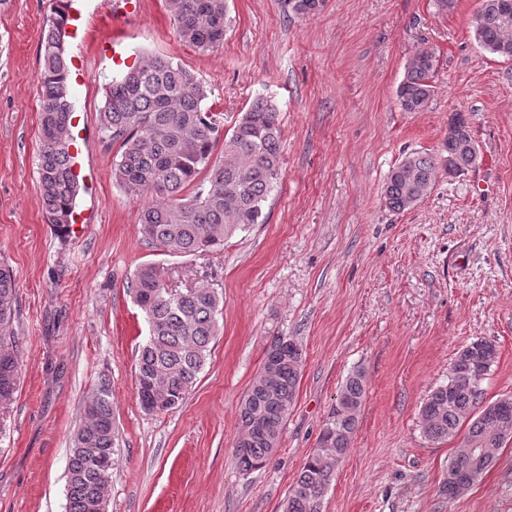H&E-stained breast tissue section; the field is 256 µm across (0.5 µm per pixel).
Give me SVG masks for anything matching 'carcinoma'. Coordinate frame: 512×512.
<instances>
[{
    "label": "carcinoma",
    "mask_w": 512,
    "mask_h": 512,
    "mask_svg": "<svg viewBox=\"0 0 512 512\" xmlns=\"http://www.w3.org/2000/svg\"><path fill=\"white\" fill-rule=\"evenodd\" d=\"M42 31L40 71V193L47 223L61 237L73 221L77 176L70 153L72 104L65 57L67 0H55ZM299 14H315L324 0H288ZM179 38L197 48L223 44L229 25L227 0H166ZM475 38L488 52L512 59V0H481L473 19ZM436 60L422 50L408 62L397 88L404 112L428 107L434 92ZM202 81L165 56H151L113 78L99 112L100 129L119 144L112 175L115 180L151 196L140 211L144 240L166 254L195 255L224 246V240L254 224H264L265 204L282 179V133L278 109L258 98L224 131V113L203 105ZM473 140L463 113L448 126L443 151L464 167L472 165ZM403 161L409 173L392 170L384 202L403 212L433 189L437 162L420 152ZM149 327L138 348L137 393L143 409L154 404L150 382H163L158 412L179 406L204 369L218 334L222 299L207 286L167 288L155 264H144L128 286ZM17 284L12 270L0 262V411L13 401L19 356L13 331ZM279 351L271 371L252 381L239 409L235 444L239 469L263 468L280 445L288 410L299 385L302 349L292 339L275 340ZM497 354L494 341L478 339L453 358L448 381L434 388L420 406L424 437L431 442L457 441L441 492H466L512 439V396L485 402L482 381ZM366 396V376L356 370L342 385L336 405L288 490L284 512H322L336 469L349 452ZM112 388L102 380L84 402L82 421L71 448L65 512H101L106 508L115 448Z\"/></svg>",
    "instance_id": "1"
}]
</instances>
